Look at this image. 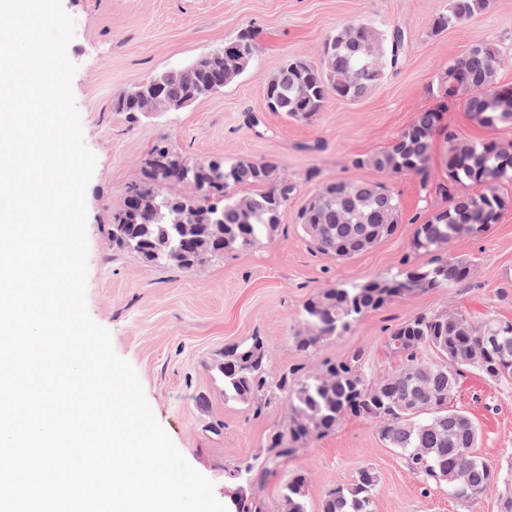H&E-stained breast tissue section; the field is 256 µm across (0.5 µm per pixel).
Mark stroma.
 <instances>
[{
    "label": "stroma",
    "instance_id": "obj_1",
    "mask_svg": "<svg viewBox=\"0 0 512 512\" xmlns=\"http://www.w3.org/2000/svg\"><path fill=\"white\" fill-rule=\"evenodd\" d=\"M443 5L444 0H62L74 21L67 46L76 67L71 90L84 144L95 157L86 189L87 308L109 331L115 353L136 370L158 422L192 467L213 483L222 504L230 502L226 468L254 456L288 419L282 403L258 414L246 403L225 399L218 372L225 346L259 336L269 347L271 371L297 365L311 373L360 349L365 372L387 374L399 361L387 351L385 339L416 313L456 307L512 321L511 209L487 232L459 237L449 246L450 255L472 263L471 283L397 299L344 336L306 353L293 340L302 306L317 291L400 271L421 218L432 210L417 177L389 178L353 167V159L384 148L417 112L434 108L427 91L434 75L476 41L498 45L497 81L512 85V0H493L466 24L435 34L432 19ZM351 21L382 29L401 26L410 53L366 97L330 99L312 123L268 111L265 86L284 60L318 61L323 39ZM247 28L258 32L255 57L233 84L185 109L136 122L117 111L120 93L223 48ZM254 117L267 127V135L251 127ZM443 125L432 157L436 179L446 175L447 133L460 141L493 135L459 101L449 103ZM162 139L197 161L275 157L294 186L277 234L189 272L114 249L108 236L113 216ZM312 170L318 176L311 180ZM336 176L385 183L400 204L395 233L345 261L311 249L297 224L298 212L320 180ZM454 403L479 425L476 454L512 479V378L491 380L469 372ZM363 466L378 477L374 512H500L493 492L465 505L444 493H423L402 456L386 447L376 423L358 417L311 439L270 475L264 488L267 505L276 506L288 475L299 471L308 481V512H320L325 492L336 481L353 480Z\"/></svg>",
    "mask_w": 512,
    "mask_h": 512
}]
</instances>
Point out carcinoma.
Here are the masks:
<instances>
[{"label": "carcinoma", "mask_w": 512, "mask_h": 512, "mask_svg": "<svg viewBox=\"0 0 512 512\" xmlns=\"http://www.w3.org/2000/svg\"><path fill=\"white\" fill-rule=\"evenodd\" d=\"M490 2L447 0L432 20V31L459 27L486 11ZM399 30V26L380 30L367 22L337 28L323 40L319 62L295 57L269 79L266 104L293 121L311 123L332 97H365L410 51L407 38L397 35ZM256 35L249 29L224 44L207 66L193 62L158 74L164 95L180 99L231 84L242 74L231 63L232 47L242 43L252 53ZM499 66L497 44H472L449 60L448 68L428 85L440 107L417 113L388 146L353 161L356 167L368 166L392 177L416 176L422 189L443 206L418 225L410 243V254L427 257L425 262L406 261L405 269L392 276L338 282L313 294L300 313L304 328L294 336L299 350L308 352L343 335L398 298L471 281L472 264L438 251V244L481 234L512 207V200L498 192L501 183L512 181V139L486 138L471 142L466 152L448 151L447 175L442 180L431 177L430 163L435 136L444 131L442 108L450 101H463L466 111L484 127L512 126V111H503L494 97ZM116 107L132 117L143 112L141 100L129 94L118 96ZM466 186L480 191L466 193L462 191ZM238 188L260 192L239 195L234 193ZM292 191L272 156L194 162L162 140L152 147L142 179L124 192L110 227L112 247L151 264L191 271L274 236ZM180 210L195 211L197 222L179 223ZM398 212L399 201L384 184L336 177L320 183L299 213L298 224L314 251L345 260L391 236ZM507 327L512 328V322L491 314L475 317L456 308L419 312L387 336V348L400 365L386 375L366 373L359 350L310 374L297 366L270 371L268 349L260 336L226 347L219 364L224 396L251 403L258 412L282 401L289 416L288 424L271 433L255 457L227 470L237 487L236 512H267L263 497L267 475L310 439L333 432L347 416L376 422L382 439L404 457L424 492L443 490L469 502L495 491L501 512H512L511 479L479 456L468 469H459L458 450L475 448L479 427L468 413L450 406L453 393L448 391V383L460 385L471 371L489 379L512 377V356L504 362L479 351L481 337ZM377 486L375 471L362 467L352 482L338 481L327 490L320 512H373ZM278 512H307L304 474H294L285 484Z\"/></svg>", "instance_id": "obj_1"}]
</instances>
